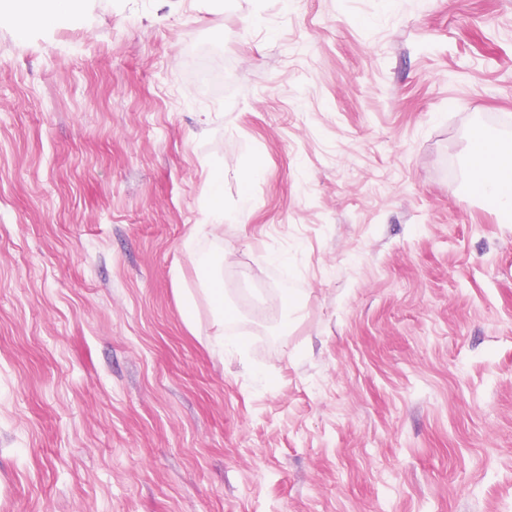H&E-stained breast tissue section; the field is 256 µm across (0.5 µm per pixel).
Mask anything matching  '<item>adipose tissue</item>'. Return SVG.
Wrapping results in <instances>:
<instances>
[{
  "label": "adipose tissue",
  "instance_id": "1",
  "mask_svg": "<svg viewBox=\"0 0 512 512\" xmlns=\"http://www.w3.org/2000/svg\"><path fill=\"white\" fill-rule=\"evenodd\" d=\"M92 0H0V19L13 22L18 34H25L30 25L52 27L62 15L80 18ZM472 190L494 207L504 223L512 224V141L484 135L473 145L467 159Z\"/></svg>",
  "mask_w": 512,
  "mask_h": 512
}]
</instances>
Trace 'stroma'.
<instances>
[{
	"label": "stroma",
	"mask_w": 512,
	"mask_h": 512,
	"mask_svg": "<svg viewBox=\"0 0 512 512\" xmlns=\"http://www.w3.org/2000/svg\"><path fill=\"white\" fill-rule=\"evenodd\" d=\"M478 125L512 137V0L0 26V512H512ZM212 190L210 194V211L215 224H196L193 225L192 234L194 235H215L217 230L223 226L222 223L229 217L224 213V196L219 185L211 183Z\"/></svg>",
	"instance_id": "1"
}]
</instances>
